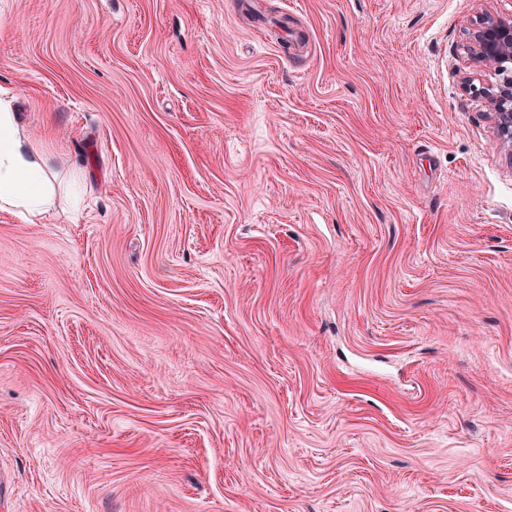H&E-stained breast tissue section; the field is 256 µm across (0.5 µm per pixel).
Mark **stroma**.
<instances>
[{
  "label": "stroma",
  "instance_id": "stroma-1",
  "mask_svg": "<svg viewBox=\"0 0 512 512\" xmlns=\"http://www.w3.org/2000/svg\"><path fill=\"white\" fill-rule=\"evenodd\" d=\"M261 9L0 0V512H512V0ZM470 61L499 77L482 91L501 144L512 153V14L485 16L471 36ZM52 180L46 162L34 152L18 123L11 101L0 97V210L41 224L51 212Z\"/></svg>",
  "mask_w": 512,
  "mask_h": 512
}]
</instances>
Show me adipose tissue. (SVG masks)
<instances>
[{"instance_id": "adipose-tissue-1", "label": "adipose tissue", "mask_w": 512, "mask_h": 512, "mask_svg": "<svg viewBox=\"0 0 512 512\" xmlns=\"http://www.w3.org/2000/svg\"><path fill=\"white\" fill-rule=\"evenodd\" d=\"M52 180L10 101L0 98V210L19 214L32 224L40 223L51 210Z\"/></svg>"}]
</instances>
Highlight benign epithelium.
Listing matches in <instances>:
<instances>
[{"mask_svg": "<svg viewBox=\"0 0 512 512\" xmlns=\"http://www.w3.org/2000/svg\"><path fill=\"white\" fill-rule=\"evenodd\" d=\"M469 55L474 66L499 77L484 95L496 134L512 153V14L480 19L472 32Z\"/></svg>", "mask_w": 512, "mask_h": 512, "instance_id": "1", "label": "benign epithelium"}]
</instances>
